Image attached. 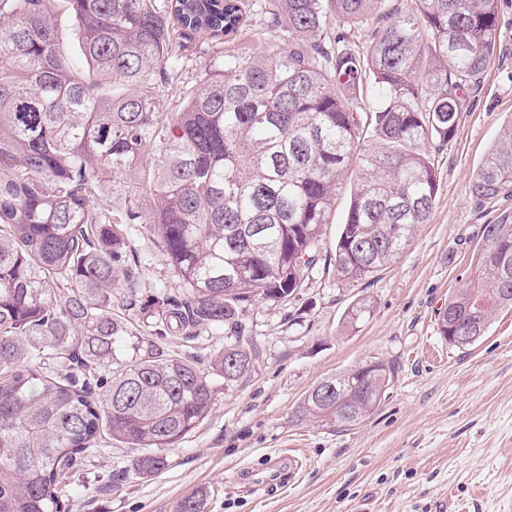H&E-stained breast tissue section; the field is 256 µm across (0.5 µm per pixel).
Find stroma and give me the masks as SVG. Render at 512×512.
<instances>
[{"instance_id":"stroma-1","label":"stroma","mask_w":512,"mask_h":512,"mask_svg":"<svg viewBox=\"0 0 512 512\" xmlns=\"http://www.w3.org/2000/svg\"><path fill=\"white\" fill-rule=\"evenodd\" d=\"M500 27L497 54L467 90L454 138L433 152V214L401 257L355 286L321 263L287 301L252 304L243 316L257 352L250 372L230 387L216 379L211 413L165 449L168 465L154 475L138 473L140 449L109 441L66 481L71 512H174L199 492L203 512H512V311L466 350L438 333L485 225L512 212L511 198L471 195L484 156L512 126V0L501 2ZM129 244L137 288H116L112 298L128 331L122 365L150 336L147 301L183 295L156 237L139 224ZM363 298L369 313L347 323ZM232 340L202 325L194 338L155 343L204 368ZM374 358L392 365L393 379L360 425L297 417L319 381Z\"/></svg>"}]
</instances>
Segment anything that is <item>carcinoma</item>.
<instances>
[{
  "label": "carcinoma",
  "mask_w": 512,
  "mask_h": 512,
  "mask_svg": "<svg viewBox=\"0 0 512 512\" xmlns=\"http://www.w3.org/2000/svg\"><path fill=\"white\" fill-rule=\"evenodd\" d=\"M76 21L84 65L55 20ZM500 0H0V512H69L62 483L103 438L142 449L138 472L209 415L224 373L256 357L241 336L254 303L283 302L333 245L360 284L392 264L433 213L431 145L461 120L459 92L489 64ZM260 15L261 51L239 38ZM367 38L360 43L354 32ZM209 63L190 86L188 36ZM369 105L364 107V98ZM124 195L119 211L98 198ZM472 197H512V126ZM146 224L185 288L155 334L224 326L238 350L201 369L146 342L112 368L127 330L112 289L128 229ZM471 277L448 295L440 335L467 349L512 309V218L489 224ZM465 327L473 339L456 337ZM393 377L383 360L324 380L296 407L338 428L363 422ZM349 204V185L340 189L336 196V205L332 212L330 224L323 226V243L324 249L322 251L330 250V247L336 241L339 225L345 220L347 208Z\"/></svg>",
  "instance_id": "1"
}]
</instances>
